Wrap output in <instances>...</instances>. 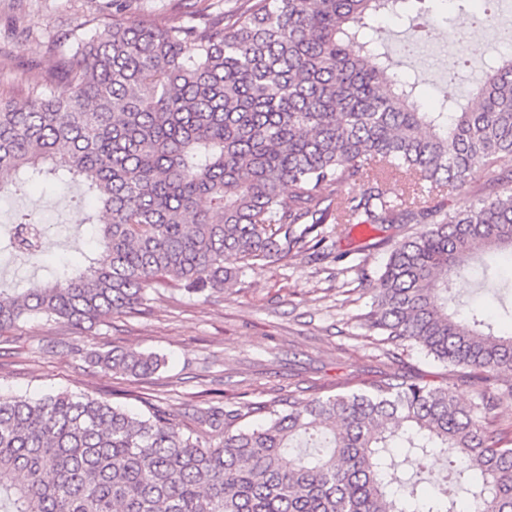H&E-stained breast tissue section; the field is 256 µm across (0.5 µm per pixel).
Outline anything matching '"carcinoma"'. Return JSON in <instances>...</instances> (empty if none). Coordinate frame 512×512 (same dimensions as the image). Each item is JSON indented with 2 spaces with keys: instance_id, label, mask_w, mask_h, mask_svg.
Returning a JSON list of instances; mask_svg holds the SVG:
<instances>
[{
  "instance_id": "obj_1",
  "label": "carcinoma",
  "mask_w": 512,
  "mask_h": 512,
  "mask_svg": "<svg viewBox=\"0 0 512 512\" xmlns=\"http://www.w3.org/2000/svg\"><path fill=\"white\" fill-rule=\"evenodd\" d=\"M203 26L112 18L36 81L0 94V193L33 180L82 182L98 207L99 255L41 288L0 289V329L80 326L149 310L148 290L217 292L255 265L323 255L319 228L420 224L373 284L365 326L426 351L474 384L512 373V333L451 307L455 279L512 255V57L473 100L418 104L394 82L362 21L401 0H254ZM67 83L63 97L51 82ZM491 175L467 210L434 205ZM405 185L394 199L386 185ZM366 189L346 191L351 183ZM47 233L19 221L16 254ZM136 380L153 352H89ZM494 399L462 404L443 385L384 372L359 391L271 405L209 404L181 428L162 402L132 414L68 391L0 392V512H512V437ZM262 414L238 428L243 413ZM448 458L438 479L431 457ZM415 462L402 479L398 467Z\"/></svg>"
}]
</instances>
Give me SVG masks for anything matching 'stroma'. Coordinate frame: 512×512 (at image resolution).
I'll return each mask as SVG.
<instances>
[{"mask_svg": "<svg viewBox=\"0 0 512 512\" xmlns=\"http://www.w3.org/2000/svg\"><path fill=\"white\" fill-rule=\"evenodd\" d=\"M416 0H406L397 14L376 21L383 43L397 62L399 80L418 78L425 105H435L447 90L469 94L481 74V58H471L455 83L445 71L424 60V50L452 48L448 27L469 32L496 53L500 47L474 29L469 10L434 0L432 20L417 37L408 19ZM119 17L133 25L145 17L159 24H198L191 8L175 0H132L116 10L112 0H0V93L23 100L32 80L70 53L67 33L90 38L97 24ZM419 39V49L404 54L403 45ZM91 202L82 186L61 194L49 181L28 184L24 191L0 198V235L18 215L32 214L48 229L40 261L0 253V285L33 287L47 270L83 264L95 247L96 229L86 224ZM415 224H361L347 228L324 225L336 254L321 260L301 255L245 270L237 285L210 297L166 290L152 302L148 315L113 317L111 325L79 329L30 322L0 330V390L40 397L68 390L103 397L112 404L143 411L138 393L158 397L181 415L208 406L215 397L225 404L271 401L285 394L303 399L355 390L397 367L413 376L447 382L463 403L477 401L482 390L460 381L456 371L418 349L394 347L369 332L363 316L371 309V286L391 248L418 232ZM474 275L458 278L453 293L478 310H488L502 332L512 331L505 313L512 295L500 292L489 305L474 286ZM120 346L156 352L167 360L151 378L133 381L92 365L90 350Z\"/></svg>", "mask_w": 512, "mask_h": 512, "instance_id": "35a3bbf8", "label": "stroma"}]
</instances>
